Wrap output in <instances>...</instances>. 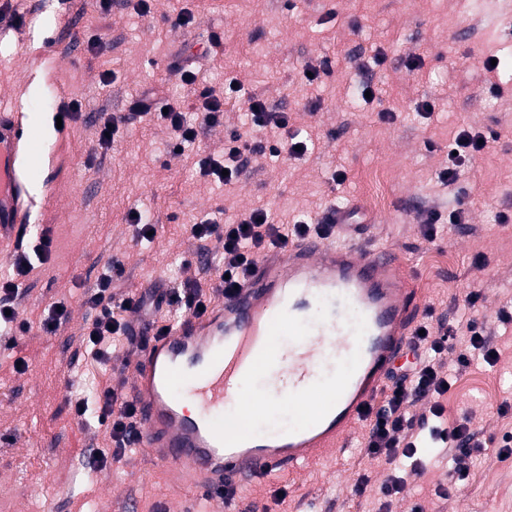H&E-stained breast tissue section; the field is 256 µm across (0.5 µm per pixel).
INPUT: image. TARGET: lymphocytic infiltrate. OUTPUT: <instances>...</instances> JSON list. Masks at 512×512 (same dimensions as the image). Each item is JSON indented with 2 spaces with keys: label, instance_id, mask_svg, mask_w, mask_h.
Here are the masks:
<instances>
[{
  "label": "lymphocytic infiltrate",
  "instance_id": "lymphocytic-infiltrate-1",
  "mask_svg": "<svg viewBox=\"0 0 512 512\" xmlns=\"http://www.w3.org/2000/svg\"><path fill=\"white\" fill-rule=\"evenodd\" d=\"M203 97L202 116L189 115L174 105L163 115V122L174 135V153L184 152L195 143L199 125L222 124L224 113L220 99L208 90ZM246 118L252 129L259 132V140L225 148L220 161L209 156L202 158L199 162L202 176L227 185L240 180L250 157L267 153L297 157L296 147L301 139L291 127L287 113L277 111L262 99L252 98L247 104ZM449 149L448 165L440 178L452 184L484 146L479 133L467 127L460 130ZM331 229V224L323 220L314 224L301 220L292 224L278 223L262 205L252 207L229 224L213 218L203 220L191 225L189 233L201 251L212 249L218 253L219 261L212 268L214 281L205 284L189 277L162 294L153 289L122 295L114 293L113 286L122 277L123 266L120 262H111L85 299L93 316L81 338L84 356L105 365L117 352H135L138 345L130 332V315H150L159 321L167 306L180 313L198 312L199 308L231 293L252 273L265 253L287 250L301 238L326 235ZM50 248L49 234L41 233L14 253L7 275L0 277V334L13 339L29 330V323L19 319L15 311L20 293L18 280L27 276L35 265L45 264ZM481 298L477 291L466 294L464 307L470 315L465 319L426 315L421 333L409 340L403 364L391 370L379 399L368 405L362 415L367 428L361 444L364 454L371 459L384 460L388 466V474L380 486L378 512H392L393 503L399 500L409 479L423 468L424 461L418 454L422 437H429L439 448L448 461L449 473L459 483L468 480L474 459L486 451L485 439L471 427V414L449 422L440 401L455 380L448 365V352L453 349L458 333H466L468 342L466 352L457 358L458 366H468L475 359L491 366L499 359L490 328L475 314ZM67 406L78 421L94 417L109 437L110 449L90 452L88 465L91 469L106 470L137 447L140 432L135 405L122 392L104 388L90 404L81 391L75 390Z\"/></svg>",
  "mask_w": 512,
  "mask_h": 512
}]
</instances>
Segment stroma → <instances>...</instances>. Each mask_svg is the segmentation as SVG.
Returning <instances> with one entry per match:
<instances>
[{
  "label": "stroma",
  "instance_id": "1",
  "mask_svg": "<svg viewBox=\"0 0 512 512\" xmlns=\"http://www.w3.org/2000/svg\"><path fill=\"white\" fill-rule=\"evenodd\" d=\"M5 15L23 14L20 28L0 29V108L17 109L34 132L26 162L34 209L29 235L49 228L51 256L25 278L19 302L31 328L13 348L0 352V505L6 512H183L199 495L189 480L151 464L139 454L103 473L89 469V450L106 446L103 429L84 426L69 413L67 388L74 377L102 389L124 376L123 363H87L80 348L89 317L85 304L98 274L120 260L124 275L117 293L154 288L208 274L202 262L181 270L178 262L195 248L187 227L233 218L260 203L275 217L295 222L320 218L331 205L350 204L374 224L372 244L396 250L413 275L425 304L452 316L471 288L485 297L481 314L495 323L500 304L512 299V0H153L139 14L132 0H112L101 13L95 0H0ZM187 26L175 27L179 13ZM219 43H212V35ZM421 66L408 70L407 57ZM498 73L484 69L489 56ZM332 62L330 74L302 81L305 63ZM194 62L196 81L187 85L170 71L176 60ZM236 93H228L229 81ZM369 83L373 95L356 89ZM184 111L201 109L209 89L224 101V123L200 131L196 149L176 155L170 130L146 117L122 127L110 149L97 141L99 115L124 114L142 89ZM257 96L289 113L294 128L311 135L314 148L300 160L252 157L245 177L229 185L201 178L200 157L220 155L231 131L253 136L245 102ZM82 104L77 121L58 125L56 115L71 101ZM434 112L419 114L422 102ZM382 111L394 121L379 119ZM467 126L498 132L454 185L438 175L448 164V145ZM347 174L339 186L329 172ZM391 179L384 207H374L366 189L374 172ZM464 201L466 220L447 224L437 244L421 235L428 211L448 213ZM146 211L158 231L139 242L127 221L132 209ZM483 256L485 268L471 263ZM65 301L70 319L57 334L39 321L52 302ZM495 365L471 362L444 397L449 420L471 412L484 438L512 430V414L496 409L512 396V327L497 338ZM23 358L25 371L14 367ZM363 427L353 444L322 454L298 476L258 485L238 504L270 503L277 488L284 503L272 512H376L387 473L379 460L362 456ZM427 463L412 476L396 512L421 504L425 512H512V457L495 451L478 457L469 482L448 499L434 488L446 480L444 463L422 448ZM370 481L355 495L359 474Z\"/></svg>",
  "mask_w": 512,
  "mask_h": 512
}]
</instances>
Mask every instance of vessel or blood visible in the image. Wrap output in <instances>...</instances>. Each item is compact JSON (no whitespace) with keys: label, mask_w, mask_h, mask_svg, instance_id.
I'll return each mask as SVG.
<instances>
[{"label":"vessel or blood","mask_w":512,"mask_h":512,"mask_svg":"<svg viewBox=\"0 0 512 512\" xmlns=\"http://www.w3.org/2000/svg\"><path fill=\"white\" fill-rule=\"evenodd\" d=\"M28 130L0 113V239L29 221L32 200L17 175ZM313 235L269 252L233 295L202 314H184L152 335L131 363L130 389L153 463L185 469L208 512H225V488L246 495L299 471L335 448L384 387L417 328L418 292L388 248ZM289 337L280 393L301 411L297 423L257 430L267 403L242 393L270 370L275 337ZM198 416H191L186 401Z\"/></svg>","instance_id":"vessel-or-blood-1"}]
</instances>
